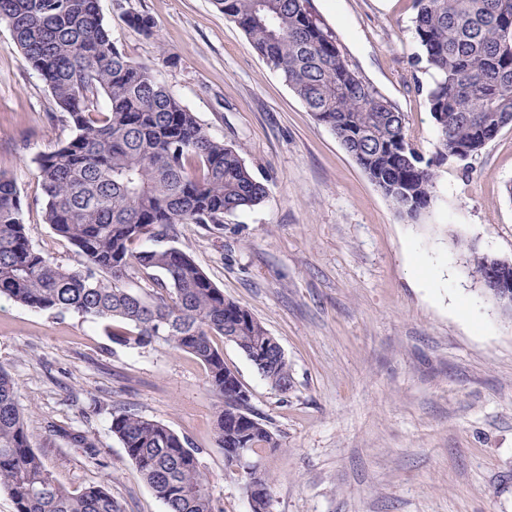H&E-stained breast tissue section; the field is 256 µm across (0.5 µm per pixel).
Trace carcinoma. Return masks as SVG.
Wrapping results in <instances>:
<instances>
[{
  "label": "carcinoma",
  "mask_w": 512,
  "mask_h": 512,
  "mask_svg": "<svg viewBox=\"0 0 512 512\" xmlns=\"http://www.w3.org/2000/svg\"><path fill=\"white\" fill-rule=\"evenodd\" d=\"M213 2L411 220L429 207L438 167L456 155H478L512 123V0H414L415 61L431 77L425 101L437 135L428 160L408 139L404 113L349 64L310 0ZM126 17L153 35L150 17ZM0 20L72 130L38 158L37 171L45 222L83 258L78 267L64 266L31 244L17 186L0 174V295L103 322L120 344L162 342L195 357L221 400L216 434L224 473L255 483L252 512H272L271 475L263 468L237 472L234 459L249 448L264 460L281 444L253 414L249 391L216 343L229 337L252 362L268 330L224 297L186 252L135 248L144 238L174 241L182 224L221 226L224 215L260 204L267 187L151 67L116 47L98 0H0ZM495 260L468 247V274L484 283ZM133 272L153 279L152 292L126 287ZM256 370L278 391L291 388L287 358ZM111 429L166 512H224L202 450L187 438L125 409L112 412ZM0 489L16 512H121L106 486L70 490L50 476L24 427L18 387L2 368Z\"/></svg>",
  "instance_id": "cac0c4a2"
}]
</instances>
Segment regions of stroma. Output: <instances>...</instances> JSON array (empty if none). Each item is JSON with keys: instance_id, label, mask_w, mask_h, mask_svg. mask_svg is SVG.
I'll return each mask as SVG.
<instances>
[{"instance_id": "35a3bbf8", "label": "stroma", "mask_w": 512, "mask_h": 512, "mask_svg": "<svg viewBox=\"0 0 512 512\" xmlns=\"http://www.w3.org/2000/svg\"><path fill=\"white\" fill-rule=\"evenodd\" d=\"M313 4L431 156L412 0ZM99 5L116 46L148 63L268 188L223 228L181 225L175 245L290 364L284 394L222 345L253 410L280 436L265 461L273 512H512V318L465 268L470 243L512 261V126L469 168H439L430 206L411 221L212 0ZM130 12L153 19V36L127 22ZM56 111L0 21V172L17 185L32 245L76 267L80 257L45 222L37 178L38 158L71 135ZM0 368L17 384L35 451L69 489L105 482L122 512H166L110 430L112 410L125 408L187 437L224 512H250L242 482L224 474L218 400L193 356L119 345L104 324L2 296Z\"/></svg>"}]
</instances>
